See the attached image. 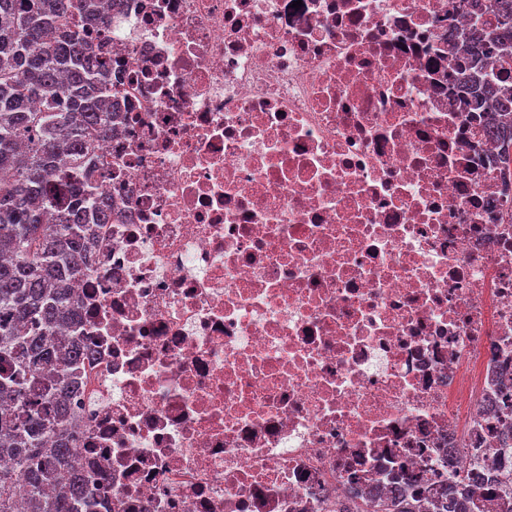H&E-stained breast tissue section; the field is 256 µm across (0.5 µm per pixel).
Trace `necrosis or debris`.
Segmentation results:
<instances>
[{
    "label": "necrosis or debris",
    "mask_w": 512,
    "mask_h": 512,
    "mask_svg": "<svg viewBox=\"0 0 512 512\" xmlns=\"http://www.w3.org/2000/svg\"><path fill=\"white\" fill-rule=\"evenodd\" d=\"M121 0L76 284L99 512H328L512 462V174L461 111L484 0Z\"/></svg>",
    "instance_id": "4bbe7bcc"
}]
</instances>
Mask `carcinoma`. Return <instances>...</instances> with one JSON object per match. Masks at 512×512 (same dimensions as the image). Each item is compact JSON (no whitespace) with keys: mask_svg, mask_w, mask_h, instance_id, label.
I'll use <instances>...</instances> for the list:
<instances>
[{"mask_svg":"<svg viewBox=\"0 0 512 512\" xmlns=\"http://www.w3.org/2000/svg\"><path fill=\"white\" fill-rule=\"evenodd\" d=\"M120 0H0V512H97L89 479L64 438L77 373L91 349L59 328L76 323L72 285L91 265L95 224L114 204L98 195L91 145L115 134L122 117L107 106L112 86L99 39L104 4ZM495 24L478 18L458 48L465 60L512 58V0H489ZM466 82L475 106L512 112L507 94L482 70ZM509 161L512 126H486ZM499 497L512 512V480L481 471L448 478L437 512H474L476 498ZM430 512L399 494L372 503L336 502V512Z\"/></svg>","mask_w":512,"mask_h":512,"instance_id":"obj_1","label":"carcinoma"}]
</instances>
